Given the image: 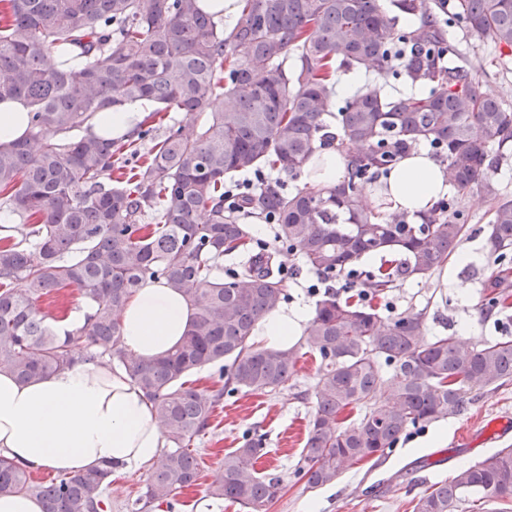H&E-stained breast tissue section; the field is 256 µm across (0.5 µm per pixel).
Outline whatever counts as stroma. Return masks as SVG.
<instances>
[{"label": "stroma", "instance_id": "35a3bbf8", "mask_svg": "<svg viewBox=\"0 0 512 512\" xmlns=\"http://www.w3.org/2000/svg\"><path fill=\"white\" fill-rule=\"evenodd\" d=\"M443 30L455 51V64L470 65L482 91L512 109V49L498 48L458 23L444 24ZM489 209V199L477 191L458 204L462 222L474 229L458 250L474 253L475 261L452 260L432 274L396 279L375 299L380 313L389 318L424 313L430 337L457 334L476 343L512 340V308L493 306L484 289L499 265L512 267V254L501 261L485 245ZM279 261L285 270L282 305L316 306L323 296L315 288L318 273L295 254L281 252ZM321 364L319 355L310 352L300 357L287 388L224 396L209 426L191 444L199 462L197 484L178 495L174 509L162 505L152 512H245L239 504L211 496L209 487L225 454L240 447L248 434L265 439L268 454L258 462L259 472L279 476L283 482L281 496L268 512H413L419 496L434 483L512 445L510 382L495 390L472 391L461 413L411 427L382 457L349 465L334 484L308 488L300 459ZM147 478L144 471L113 474L107 490L112 512H135Z\"/></svg>", "mask_w": 512, "mask_h": 512}]
</instances>
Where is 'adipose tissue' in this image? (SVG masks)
<instances>
[{
  "mask_svg": "<svg viewBox=\"0 0 512 512\" xmlns=\"http://www.w3.org/2000/svg\"><path fill=\"white\" fill-rule=\"evenodd\" d=\"M148 112L144 102L124 104L98 113L90 132L131 135ZM346 167L347 157L335 143L321 144L303 166L302 180L330 187L342 180ZM448 189L444 165L418 148L364 193L373 201L386 198L392 211L413 218L428 212ZM192 314L177 291L159 280L145 281L119 315L123 346L144 360L161 356L181 341ZM307 317L306 308L276 306L254 338L265 347H287L290 338L301 335ZM163 434L151 404L122 371L79 362L21 384L0 370V453L19 465L76 473L109 462L118 471L138 470L155 462Z\"/></svg>",
  "mask_w": 512,
  "mask_h": 512,
  "instance_id": "1",
  "label": "adipose tissue"
}]
</instances>
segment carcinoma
Wrapping results in <instances>:
<instances>
[{"label":"carcinoma","mask_w":512,"mask_h":512,"mask_svg":"<svg viewBox=\"0 0 512 512\" xmlns=\"http://www.w3.org/2000/svg\"><path fill=\"white\" fill-rule=\"evenodd\" d=\"M0 18V103L22 98L28 131L0 147V215L18 219L21 239L0 244V368L28 383L65 369L73 354L123 369L152 403L166 444L152 465L138 512L169 503L196 484L192 439L224 393L288 387L298 349L262 347L254 331L280 301L283 280L272 253H254L230 280L224 256L247 249V225L224 208V187L241 173L271 168L297 174L317 144L359 150L332 187L286 192L274 182L247 197L252 214L275 218L276 237L329 277L363 278L376 295L400 276L442 269L468 233L453 201L411 222L362 196L361 183L390 170L425 143L446 163L457 193L477 188L491 200L489 251L512 252V199L491 171L512 147V111L486 95L463 66L441 65L442 32L422 0H397L425 16L394 44L396 20L379 0H239L230 30L198 0H4ZM469 31L512 48V0H437ZM56 53L57 67L46 68ZM400 74L425 88L393 97L378 88L347 98L327 132L338 70ZM146 100L154 108L121 139L86 132L100 112ZM207 112L202 125L171 126L141 165L125 175L135 144L164 112ZM150 216L148 224L142 223ZM402 253L399 266L359 271L364 255ZM509 271L488 279L506 307ZM148 279H162L193 309L180 343L153 360L128 354L118 312ZM79 290L93 315L59 332L37 302ZM422 312L384 320L366 300L326 294L300 347L324 367L302 451L309 488L332 484L352 462L380 457L409 427L462 412L474 389L512 381V340L478 344L425 336ZM226 381L212 392L181 382L206 366ZM363 411L346 421L345 413ZM264 439L247 437L224 456L211 495L247 512H267L281 480L255 467ZM112 463L59 475L45 485L0 453V495L27 493L43 512H105ZM473 497L512 502V446L458 470L419 497L414 512H453Z\"/></svg>","instance_id":"1"}]
</instances>
